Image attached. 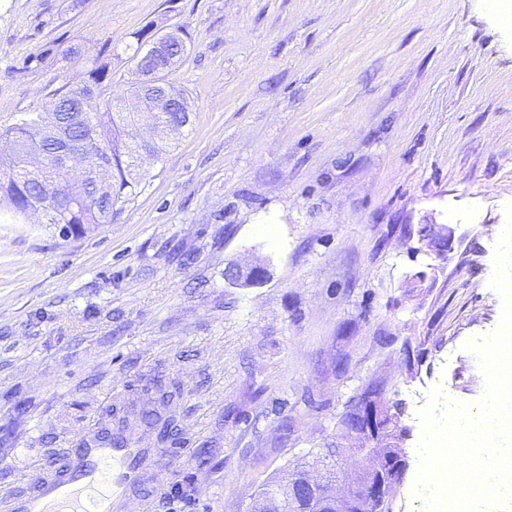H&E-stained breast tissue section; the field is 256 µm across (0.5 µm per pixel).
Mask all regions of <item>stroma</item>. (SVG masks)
<instances>
[{"mask_svg": "<svg viewBox=\"0 0 512 512\" xmlns=\"http://www.w3.org/2000/svg\"><path fill=\"white\" fill-rule=\"evenodd\" d=\"M176 23L193 115L144 191L78 239L0 222V496L109 405L150 407L133 384L159 375L186 442L139 433L151 512H248L336 446L344 492L368 442L342 420L372 384L410 431L391 512H421L425 396L483 397L465 345L503 311L488 229L512 203V32L483 0H0V121L79 78L73 39L121 50ZM426 222L454 228L450 255L417 253ZM232 260L268 275L231 287ZM289 473H292L290 469L284 468L279 472V474L273 478H271L270 481H267L265 484H263V488L261 489L260 493L257 497L270 494L272 492H276L272 495H267L264 498L261 499H255L253 504L250 507V511L252 512H281L283 505H284V499L280 493L277 492L278 488H281L282 486L279 484L283 479H287ZM294 474V473H292ZM290 474V475H292Z\"/></svg>", "mask_w": 512, "mask_h": 512, "instance_id": "stroma-1", "label": "stroma"}]
</instances>
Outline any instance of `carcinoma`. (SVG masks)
Listing matches in <instances>:
<instances>
[{
    "label": "carcinoma",
    "instance_id": "carcinoma-1",
    "mask_svg": "<svg viewBox=\"0 0 512 512\" xmlns=\"http://www.w3.org/2000/svg\"><path fill=\"white\" fill-rule=\"evenodd\" d=\"M167 35L171 40L164 53L153 50L156 40ZM136 45L129 61L133 67L123 81L124 89L112 90V44L101 43L86 59L80 79L65 80L46 92L41 104L31 112H22L7 123H0V215L14 221L25 218L30 207H42V223L54 224L64 238L83 236L103 224L113 223L125 208L139 196L146 184V174L138 168L139 160L155 161L169 148L167 143L142 141L132 135L129 127L140 120H160L181 128L190 125L191 107L171 112H144L136 115L121 110L122 102L131 93L142 90L143 74L160 86L168 85L167 77L189 53L187 36L179 25L159 31L146 26L134 33ZM51 51L25 57L14 73L24 76L46 64ZM40 127H57L69 138L85 160L82 170L63 174L54 165L57 149L54 140H36L33 131ZM108 165L110 187L107 195L98 193L89 173L98 162ZM144 389L155 391L154 406L141 412L138 423L156 435L163 445L182 442L180 401L182 392L176 383L150 378ZM130 422L124 409L112 404L102 410L99 437L116 438L129 432ZM382 448H360L366 463L397 455L394 444L398 435L393 430L384 434Z\"/></svg>",
    "mask_w": 512,
    "mask_h": 512
}]
</instances>
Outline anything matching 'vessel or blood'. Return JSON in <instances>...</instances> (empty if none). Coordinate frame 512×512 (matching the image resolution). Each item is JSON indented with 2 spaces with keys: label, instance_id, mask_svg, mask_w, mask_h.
Returning a JSON list of instances; mask_svg holds the SVG:
<instances>
[{
  "label": "vessel or blood",
  "instance_id": "obj_1",
  "mask_svg": "<svg viewBox=\"0 0 512 512\" xmlns=\"http://www.w3.org/2000/svg\"><path fill=\"white\" fill-rule=\"evenodd\" d=\"M149 449L135 439H99L96 431L68 448L54 449L30 476L27 492L10 496L8 512H127L130 492L149 480Z\"/></svg>",
  "mask_w": 512,
  "mask_h": 512
}]
</instances>
